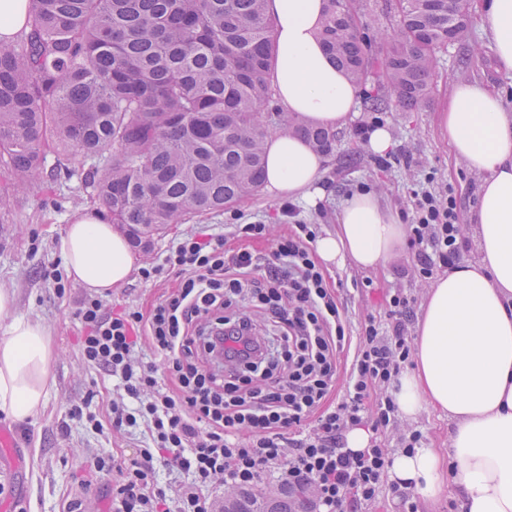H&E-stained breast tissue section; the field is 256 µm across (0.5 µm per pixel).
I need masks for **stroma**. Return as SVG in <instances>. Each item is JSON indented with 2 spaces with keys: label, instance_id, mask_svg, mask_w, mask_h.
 <instances>
[{
  "label": "stroma",
  "instance_id": "35a3bbf8",
  "mask_svg": "<svg viewBox=\"0 0 512 512\" xmlns=\"http://www.w3.org/2000/svg\"><path fill=\"white\" fill-rule=\"evenodd\" d=\"M494 47L480 14H473L468 33L461 43L442 50L436 68L434 94L414 111L404 112L392 106L384 110V125L394 146L389 152V167L381 168L364 142L355 135L357 127L373 115L368 106L373 84L359 88L358 105L346 126L336 132V151L329 156L322 183L325 194L316 202L298 199L300 217L319 227L320 234L335 232L338 216L357 185H367L381 203L405 213L411 189L427 172H434L438 186L451 188L457 198L462 234L467 244L464 257L476 260L478 244L469 223L477 203L482 175L469 172L450 153L448 141L438 124V116L448 103L453 87L463 81L483 80L496 87L512 111V75L496 72ZM57 156L48 153L45 166L27 189L20 190L6 166L0 164V196L6 204L0 208V287L14 294L12 313L41 322L49 327L56 356L49 367L50 393L44 407L31 422L20 424L0 413V428L8 429L15 450L25 458L24 466L14 472L0 469V483L7 492L4 500L9 512H68L72 501L81 499L92 512H106L111 488L122 480L120 470L102 479L91 469L87 449H110L116 462H123L142 445L143 433L133 435L105 429L97 435L70 421L68 412L81 403H89L100 418H107L108 407L117 397L112 379L105 372L85 366L78 349L81 325L76 311L84 288L71 285L65 297H57L47 272L61 259L55 251L58 235L69 224L73 212L95 208L85 176L92 160L76 157L70 173H55ZM281 204L269 191L239 203L233 213L203 215L193 225L175 224L157 239L150 250L139 251L146 261L164 251L187 228L224 225L232 216L242 222L263 221L269 226L259 251H269L287 235L288 226L278 214ZM330 287L336 288L351 327L369 314L381 312L386 294L397 289L415 298L413 311L421 313L426 301L427 281L413 272L408 252H400L382 267L365 270L352 263L326 266ZM179 280L169 276L158 282H146L131 274L127 283L105 297L107 307H133L149 312L164 296L177 288ZM421 430L429 448H447L453 423L447 415L423 411L416 420L399 419L388 431L389 446L409 429Z\"/></svg>",
  "mask_w": 512,
  "mask_h": 512
}]
</instances>
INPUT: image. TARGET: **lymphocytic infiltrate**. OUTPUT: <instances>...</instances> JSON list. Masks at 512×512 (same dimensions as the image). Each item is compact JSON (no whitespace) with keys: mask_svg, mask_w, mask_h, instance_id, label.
<instances>
[{"mask_svg":"<svg viewBox=\"0 0 512 512\" xmlns=\"http://www.w3.org/2000/svg\"><path fill=\"white\" fill-rule=\"evenodd\" d=\"M433 174L410 193L407 244L423 280L454 267L465 249L453 193ZM287 237L261 254L260 221L188 231L139 270L144 281L180 279L149 313L105 309L85 296L76 313L84 365L105 371L120 399L107 419L72 408L85 429L144 430L111 498L115 512H212L215 488L252 486L268 473L307 483L315 512H371L392 466L382 443L399 417L390 389L410 364L413 297L395 290L382 313L346 332L336 293L310 245L318 227L283 202ZM236 247H229V240ZM146 331L159 363L138 351ZM371 430L368 448L345 434ZM187 475L175 493L155 481V463Z\"/></svg>","mask_w":512,"mask_h":512,"instance_id":"lymphocytic-infiltrate-1","label":"lymphocytic infiltrate"}]
</instances>
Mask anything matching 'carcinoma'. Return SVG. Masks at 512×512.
<instances>
[{
    "label": "carcinoma",
    "mask_w": 512,
    "mask_h": 512,
    "mask_svg": "<svg viewBox=\"0 0 512 512\" xmlns=\"http://www.w3.org/2000/svg\"><path fill=\"white\" fill-rule=\"evenodd\" d=\"M383 59L365 43L359 3L326 0L322 43L355 83L381 75L371 108H416L433 90L437 54L461 41L466 0H393ZM27 31L0 42V162L19 184L45 149L103 158L94 197L137 245L171 224L259 194L265 142L285 126L315 151L336 130L283 111L271 81L275 20L266 0H30ZM222 512H314L304 484L240 487Z\"/></svg>",
    "instance_id": "carcinoma-1"
}]
</instances>
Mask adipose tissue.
I'll use <instances>...</instances> for the list:
<instances>
[{
	"label": "adipose tissue",
	"mask_w": 512,
	"mask_h": 512,
	"mask_svg": "<svg viewBox=\"0 0 512 512\" xmlns=\"http://www.w3.org/2000/svg\"><path fill=\"white\" fill-rule=\"evenodd\" d=\"M277 20L272 73L285 109L303 120L344 126L358 87L330 63L321 43L324 0H267ZM480 13L495 45L499 72L512 73V0H481ZM439 125L455 158L484 180L473 225L479 258L462 261L431 283L416 325L415 366L393 395L401 415L424 410L454 423L448 453L419 448L394 455L392 480L426 499L452 475L463 491V512H512V112L485 82L455 86ZM266 187L283 197L321 196L327 159L289 130L266 141ZM406 241L398 214L376 194L354 195L336 232L319 237L324 264L351 262L361 269L386 264ZM57 252L67 277L103 296L123 287L139 258L101 213L75 211ZM14 297L0 289V317H9L0 340V412L18 423L32 419L49 394L56 353L49 329L11 317Z\"/></svg>",
	"instance_id": "ef3b65f1"
}]
</instances>
